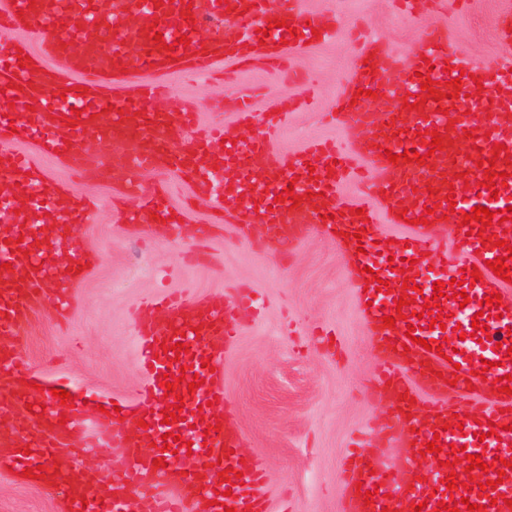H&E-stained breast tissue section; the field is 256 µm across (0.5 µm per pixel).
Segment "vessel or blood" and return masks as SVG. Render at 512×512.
<instances>
[{"instance_id": "vessel-or-blood-1", "label": "vessel or blood", "mask_w": 512, "mask_h": 512, "mask_svg": "<svg viewBox=\"0 0 512 512\" xmlns=\"http://www.w3.org/2000/svg\"><path fill=\"white\" fill-rule=\"evenodd\" d=\"M447 0H396L424 26L417 47L404 58H369L360 52L350 81L354 88L372 91L371 108L354 103L338 113L337 121L348 135L349 155H341L335 142L315 140L301 156L288 155L273 144L294 104L283 101L274 111L257 112L253 97L234 101L240 125L259 133L248 144L226 141L223 128L199 123L192 106L182 103L158 107L166 79L185 71L211 74L223 63L243 66L262 56L267 67L283 72L293 55L305 50L307 40L335 37L343 21L335 9H307L303 0H141L130 10L127 0H0V29L22 31V40L0 47V97L13 102L10 117L0 116V216L23 222L21 238L0 240V264L12 266L13 279L0 282V338L17 337L22 320L41 298L58 301L67 311L72 291L82 276L80 266L89 260L76 233L92 216L88 201L71 187L49 180L42 168L22 152L20 143L31 142L41 157L101 171L105 177L129 184L138 170L188 173L194 191L208 197L213 209L232 214L239 232L263 225L267 235L328 234L350 261V277L357 291V306L367 322L380 355L375 379L391 402L383 434L405 456V468L376 470L366 466L364 438L343 464L350 488L340 512H435L438 502L469 498L485 504V512H512V466L498 473L493 466L501 457L512 463V396L500 393L499 379L512 375V304L481 309V300L507 293L512 283L495 276L488 261L504 255L500 239L512 241V219L487 227L492 243L469 233L462 221L473 207L505 210L512 206V165L495 158V144L512 153V66L479 65L457 52L450 36L427 24ZM226 19L237 26L232 36L200 34L206 19ZM296 35H289V27ZM162 43H155V33ZM188 36L187 47L177 44ZM433 70L437 100L422 90L417 71L422 60ZM452 69H445V60ZM461 79V92L470 93L469 113L459 112L451 92L452 79ZM419 99L417 109L405 102ZM471 133L474 151H465L460 137ZM440 134V149L428 146ZM94 143V155L79 146ZM417 151L420 161L406 162L404 150ZM398 154L397 162L387 160ZM495 158V169L507 172L496 191L485 188L481 159ZM373 170L375 197L383 199L388 223L406 213L405 243L384 254L377 242L374 210L351 213L349 202L337 195L351 162ZM287 172L299 203L279 201ZM30 195L26 216L15 203ZM172 205L166 187L138 193L123 217L126 223L150 228L157 218H170ZM429 223H420V215ZM362 234L361 250L345 247L347 236ZM485 234V235H486ZM412 261L410 279L415 288L403 290L398 282L405 261ZM478 267L480 279L473 287L454 285L465 267ZM379 280L392 281V291L378 289L366 280V270ZM445 284L439 303L446 326L461 327L467 337L448 343L443 329L431 327L422 315L423 304L433 294L434 282ZM467 293L460 304L457 293ZM413 298L412 306L398 307L400 295ZM255 304L250 289L229 296L201 297L185 292L148 296L135 311L140 338V363L146 383L119 412L95 413L93 433L84 429L85 400L60 403L46 400L44 408H29L30 397L16 352L0 354V377L16 379L12 400L0 402V460L7 458L17 470L44 466L42 482L65 493L66 512H268L259 490L265 480L260 461L244 456L245 435L232 421V400L224 395L221 380L229 350L240 334L238 315ZM393 317L386 326L384 317ZM480 324L485 341L471 337ZM183 343L188 348L179 361L161 353V345ZM192 367L203 383L198 389L180 388L181 418L164 423L168 405L161 385L164 374L179 375ZM407 401H400V394ZM425 405L415 414L412 398ZM464 418L463 428L452 427L454 415ZM144 421L131 431L128 419ZM499 436H490L491 425ZM181 436L190 451H163V434ZM89 448H119V465L104 461L94 471L76 467L64 451L77 440ZM438 440L442 451H427ZM465 447L489 466L487 478L498 488L463 486V468L449 469L452 447ZM58 464H49L52 454ZM165 467H155V459ZM429 462L433 479L419 480L420 465ZM235 475L221 483L219 474ZM455 475L458 484L447 487ZM372 491L365 503L359 489Z\"/></svg>"}]
</instances>
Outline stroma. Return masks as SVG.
<instances>
[{
    "label": "stroma",
    "mask_w": 512,
    "mask_h": 512,
    "mask_svg": "<svg viewBox=\"0 0 512 512\" xmlns=\"http://www.w3.org/2000/svg\"><path fill=\"white\" fill-rule=\"evenodd\" d=\"M310 9L336 7L360 19L366 35L403 55L417 43L420 23L400 14L393 0H309ZM500 0H479L467 16L440 17L455 49L477 61L512 57L494 35ZM359 52L345 35L302 53L297 66L306 85L270 75L264 63H249L231 79L175 75L174 96L205 105L203 120L223 124L229 136L249 138L233 118V98L246 88L259 94L257 111L293 98L298 107L280 149L295 154L315 136L346 137L330 114L342 97L346 71ZM51 179L77 188L93 201L91 222L78 225L93 263L75 290L65 316L50 301L36 305L21 335L10 345L27 369L68 380L84 392L123 398L141 383L132 320L138 300L149 293L186 289L215 295L239 283L264 299L260 316L241 314V334L224 369V391L235 402V420L247 441L245 454L264 464V496L270 512L291 502L296 512H337L344 495L341 465L352 434L370 430L387 409L372 387L379 354L361 318L355 291L334 242L311 234L287 261L237 241L233 225L219 223L207 200L178 175L164 173L174 208L185 218L174 234L149 232L116 215L117 184L94 171L42 160ZM331 328L340 356L316 330ZM0 512H63L57 490L28 483L0 464Z\"/></svg>",
    "instance_id": "stroma-1"
}]
</instances>
